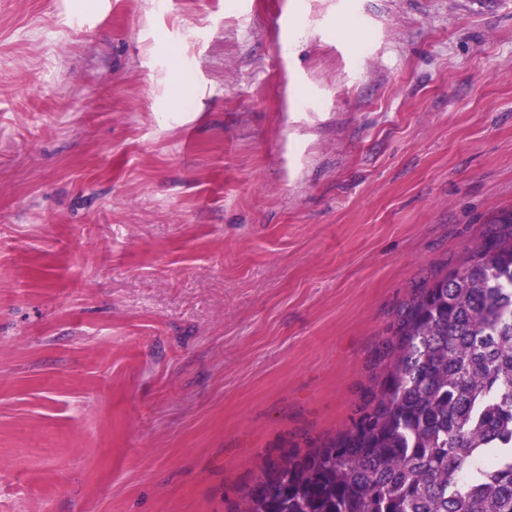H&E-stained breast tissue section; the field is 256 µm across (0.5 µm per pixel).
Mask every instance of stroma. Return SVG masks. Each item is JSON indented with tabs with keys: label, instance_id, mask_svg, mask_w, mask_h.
Returning <instances> with one entry per match:
<instances>
[{
	"label": "stroma",
	"instance_id": "obj_1",
	"mask_svg": "<svg viewBox=\"0 0 512 512\" xmlns=\"http://www.w3.org/2000/svg\"><path fill=\"white\" fill-rule=\"evenodd\" d=\"M507 209L512 0H0V512H235Z\"/></svg>",
	"mask_w": 512,
	"mask_h": 512
}]
</instances>
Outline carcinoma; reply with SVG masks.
Wrapping results in <instances>:
<instances>
[{
    "mask_svg": "<svg viewBox=\"0 0 512 512\" xmlns=\"http://www.w3.org/2000/svg\"><path fill=\"white\" fill-rule=\"evenodd\" d=\"M413 297L376 402L239 512H512V212Z\"/></svg>",
    "mask_w": 512,
    "mask_h": 512,
    "instance_id": "carcinoma-1",
    "label": "carcinoma"
}]
</instances>
